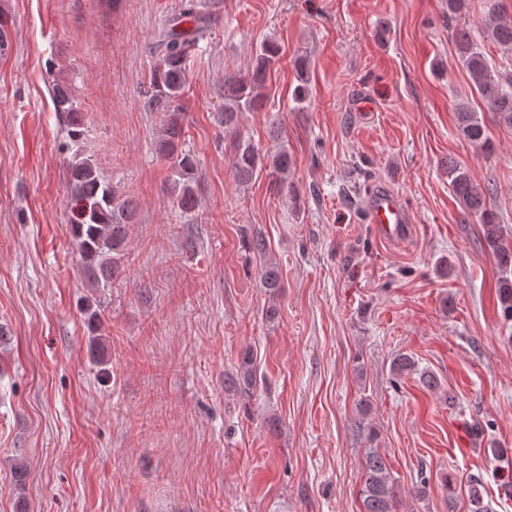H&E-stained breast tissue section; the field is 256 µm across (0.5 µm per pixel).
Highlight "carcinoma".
Returning a JSON list of instances; mask_svg holds the SVG:
<instances>
[{"label":"carcinoma","mask_w":512,"mask_h":512,"mask_svg":"<svg viewBox=\"0 0 512 512\" xmlns=\"http://www.w3.org/2000/svg\"><path fill=\"white\" fill-rule=\"evenodd\" d=\"M446 4L448 33L485 110L499 114L504 123L512 126V72L493 69L471 28L460 22L467 10V0H446ZM486 27L494 42L512 53V21L501 16L496 4L489 9ZM207 31L197 0H185L181 13L165 31L162 43L156 46L152 88L143 99L145 111L163 113L164 124L155 141V150L171 162L170 189L187 222L196 208L192 185L196 160L185 148V117L180 100L189 78L190 48L203 39ZM280 55L279 44L267 40L261 44L251 70L224 77V104L216 112V120L224 132L235 129L239 113L262 107L267 98L268 74L279 64ZM53 99L56 111L66 115L68 138L74 143L80 142L84 135V113L66 84L55 83ZM456 114L457 127L463 138L487 151L492 150L486 128L477 113L460 103ZM231 166L239 183L248 184L264 176L276 195L296 199V191L287 181L293 161L286 145L278 144L274 153L266 155L237 132L231 146ZM69 173L72 183L69 234L79 256L86 287L96 293L101 288L111 287L124 270V247L134 207L100 177L91 159L74 154ZM448 180L464 212L484 226L487 244L500 273L498 303L503 317L512 319V236L500 227L498 214L491 203L492 188L480 186L466 169L457 165L448 166ZM247 248L263 259L258 271L261 287L268 295H276L282 288V279L268 240L256 234L248 241ZM390 370L398 378L418 375L419 384L424 388L438 390L441 387L438 378L430 371L418 369L414 358L407 353L396 354ZM256 385V358L251 350L245 349L239 355L235 372L224 374V391L244 398L253 394ZM469 485L470 512H489L480 492L483 486L480 476L470 477ZM359 497L361 512H398L395 479L386 457L375 448L364 449Z\"/></svg>","instance_id":"1"}]
</instances>
